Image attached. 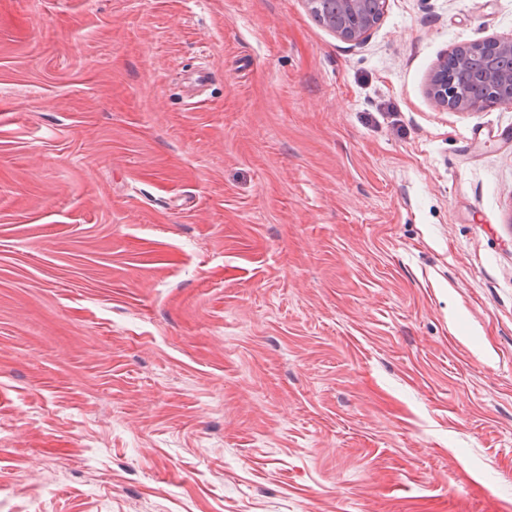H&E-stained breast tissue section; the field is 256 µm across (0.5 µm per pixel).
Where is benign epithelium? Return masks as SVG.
<instances>
[{"instance_id": "1", "label": "benign epithelium", "mask_w": 512, "mask_h": 512, "mask_svg": "<svg viewBox=\"0 0 512 512\" xmlns=\"http://www.w3.org/2000/svg\"><path fill=\"white\" fill-rule=\"evenodd\" d=\"M312 13L326 11L321 20L323 26L341 40L352 45L362 44L370 31L382 19L387 0H304ZM477 44L456 49L452 56L464 72L470 71V63ZM483 80L497 85L499 92L486 96L460 95L448 89V57L438 61L432 70L428 96L438 109L476 111L488 105L512 108V68L501 70L491 66L482 74Z\"/></svg>"}]
</instances>
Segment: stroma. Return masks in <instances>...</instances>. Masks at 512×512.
<instances>
[{"label":"stroma","instance_id":"obj_1","mask_svg":"<svg viewBox=\"0 0 512 512\" xmlns=\"http://www.w3.org/2000/svg\"><path fill=\"white\" fill-rule=\"evenodd\" d=\"M493 38L0 0V512H512V108L427 95Z\"/></svg>","mask_w":512,"mask_h":512}]
</instances>
